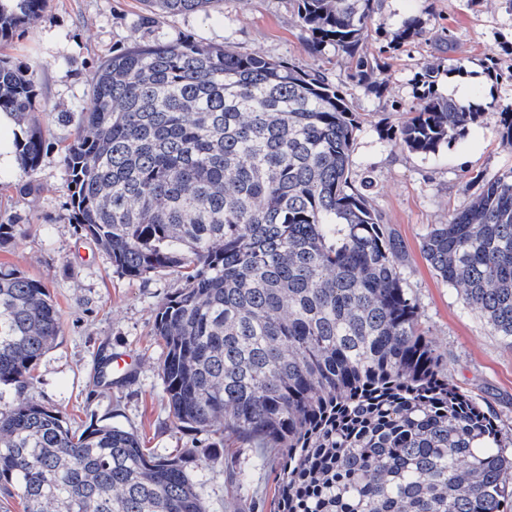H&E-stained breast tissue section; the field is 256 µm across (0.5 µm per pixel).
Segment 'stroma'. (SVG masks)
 Listing matches in <instances>:
<instances>
[{
	"label": "stroma",
	"mask_w": 512,
	"mask_h": 512,
	"mask_svg": "<svg viewBox=\"0 0 512 512\" xmlns=\"http://www.w3.org/2000/svg\"><path fill=\"white\" fill-rule=\"evenodd\" d=\"M139 0H46L36 25L17 27L0 58L35 68L40 101L48 114L47 148L30 176L0 172V221L20 228L0 247V264L41 280L56 304L61 332L37 363L33 395L59 411L72 429L119 425L136 433L162 457L186 449L209 450L217 437L177 427L159 376L162 342L153 332L158 308L182 286L174 274L131 279L115 272L110 256L71 218L61 147L74 133L73 116L88 103L89 78L117 48L142 39L183 36L242 52L287 59L318 68L354 102L362 121L354 169L369 174L368 196L384 224L402 240L400 272L419 303L422 326L451 380L497 416L503 436L512 437V345L492 335L480 315L466 307L423 259L419 244L449 211L466 204L470 171L493 174L512 166L493 129L497 117L484 113L436 156L424 158L381 142L378 130L398 125L416 103L414 77L424 63L437 68L435 87L455 96L467 86V101L512 99V83L492 78L485 65L495 53L497 68L512 71V13L495 0H380L368 31V49L389 43L402 19L415 15L426 30L401 45L377 78L381 94L348 82L340 55L314 54L309 34L295 21L292 0H217L207 13L166 16L152 29L140 24ZM33 182L34 194L20 187ZM134 353L132 373L100 378L104 361ZM278 458L274 451L229 440L220 465H198L208 512H273ZM250 479L240 483V473Z\"/></svg>",
	"instance_id": "1"
}]
</instances>
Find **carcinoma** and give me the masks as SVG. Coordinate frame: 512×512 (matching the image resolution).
I'll return each mask as SVG.
<instances>
[{"mask_svg": "<svg viewBox=\"0 0 512 512\" xmlns=\"http://www.w3.org/2000/svg\"><path fill=\"white\" fill-rule=\"evenodd\" d=\"M141 24L214 0H141ZM378 0H293L315 52L331 47L369 93L387 54L365 48ZM44 0H0V42ZM379 139L434 156L484 112L512 153V100L437 94ZM63 163L73 218L116 272H173L158 309L159 375L179 427L278 449L273 512H512V439L455 385L399 271L404 246L356 178L353 102L319 69L190 37L135 41L91 78ZM0 110L28 126L36 169L46 112L33 73L0 59ZM469 202L421 241L432 271L512 343V167L470 174ZM60 335L44 284L0 268V386L25 391ZM188 450L161 457L120 426L76 433L32 398L0 411V497L23 512H206Z\"/></svg>", "mask_w": 512, "mask_h": 512, "instance_id": "carcinoma-1", "label": "carcinoma"}]
</instances>
